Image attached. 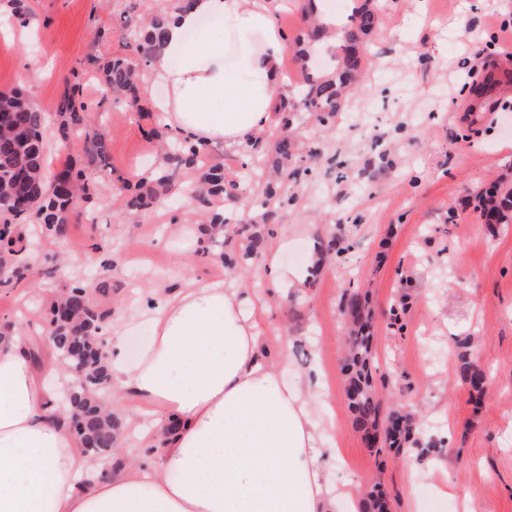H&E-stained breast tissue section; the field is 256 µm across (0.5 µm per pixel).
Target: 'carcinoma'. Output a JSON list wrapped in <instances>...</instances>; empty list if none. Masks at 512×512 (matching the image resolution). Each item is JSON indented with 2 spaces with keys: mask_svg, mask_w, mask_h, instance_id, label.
Wrapping results in <instances>:
<instances>
[{
  "mask_svg": "<svg viewBox=\"0 0 512 512\" xmlns=\"http://www.w3.org/2000/svg\"><path fill=\"white\" fill-rule=\"evenodd\" d=\"M379 23L375 10L363 6L353 11L345 28L343 42L336 52L335 74L325 77L310 70V49L304 40L296 39V56L302 62L303 82L297 92L305 110L321 114L326 121L341 111L342 95L355 77L359 65V47L366 42ZM125 38L133 42L139 59L149 61L164 40V21L156 17L146 23L125 25ZM104 90L115 96L131 92L138 79L133 63L124 57H113L98 64ZM79 89L72 87L58 106L55 116L42 111L26 99L20 89L0 92V257L10 264L9 281L21 283L29 267L18 258L22 253L19 228L30 222L39 225L45 235L61 236L70 223L74 200L82 196L92 199L93 192L83 170L65 166L52 177L45 175V143L42 132L50 121H56L62 136L85 135L87 163L96 166L102 174L108 172L107 137L88 128V108L77 98ZM278 122L284 129L293 125L297 106L294 101L282 100L276 107ZM207 148L176 142L166 153V167L159 170L151 184L154 198L179 196L197 203L207 212V224L202 234L215 243L224 238L226 218L221 211L211 208L217 196H229L237 189L234 181L226 180L224 167L211 164L204 169L198 163L206 156ZM196 170L192 180L179 184L172 181L168 169ZM116 186L123 194L125 207L131 214L146 206L141 186H130L118 180ZM479 215L491 217L497 224H512V188H493L478 198ZM240 238V248L224 256V262L235 265L246 263L257 255L260 238L252 228L241 225L234 230ZM347 305L357 320L358 327L347 337L348 355L343 372L348 381L349 406L356 426L364 433L377 430L379 403L371 384L373 336L363 322L362 304L357 296L349 297ZM108 319V312L99 309L90 299L76 311V320L60 321L46 332L43 343L35 344L32 357L40 361L44 349H49L57 360L68 367L81 369L71 389L67 414L75 423L73 432L79 436L83 448L95 458L112 453L117 441L119 423L102 409L103 395L110 377L103 347L96 340ZM409 418L399 413L388 418L395 428L384 427L389 447L400 448L413 441L411 426H402Z\"/></svg>",
  "mask_w": 512,
  "mask_h": 512,
  "instance_id": "1",
  "label": "carcinoma"
}]
</instances>
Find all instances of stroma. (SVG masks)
<instances>
[{"mask_svg": "<svg viewBox=\"0 0 512 512\" xmlns=\"http://www.w3.org/2000/svg\"><path fill=\"white\" fill-rule=\"evenodd\" d=\"M30 3L33 39H0V91L18 86L29 60L51 61L28 86L32 101L55 112L79 84L93 129L108 137L113 177L138 183L162 162L157 145L168 133L153 109L162 90L143 73L135 107L113 103L94 62L127 55L129 12L159 15L171 0ZM370 3L379 24L334 123L300 112L288 129L267 127L258 161L221 143L206 157L238 184L217 207L254 225L265 242L287 235L281 262L304 272L299 287L274 292L262 259L230 269L220 248L202 252L194 204L166 202L132 216L103 180L92 202L76 201L66 234L31 254L26 284L0 286V332H41L56 296L78 281L108 282L94 299L116 317L148 288L173 289L189 277L242 283L263 310L262 336L286 348V377L321 366L322 414L336 421L341 477L383 490L391 512H461L465 501L474 512H512V224H486L475 210L481 192L512 187V0ZM284 138L282 190L295 200L265 206L260 184ZM44 141L47 172L84 167L83 138H61L51 124ZM331 240L336 252L312 258ZM353 293L366 299L375 336L380 414L409 412L420 442H439L436 456L450 460L448 498L404 468L403 451L369 448L354 423L340 370ZM467 359L484 375L481 389L461 377Z\"/></svg>", "mask_w": 512, "mask_h": 512, "instance_id": "obj_1", "label": "stroma"}]
</instances>
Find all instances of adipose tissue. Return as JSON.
<instances>
[{"label": "adipose tissue", "instance_id": "1", "mask_svg": "<svg viewBox=\"0 0 512 512\" xmlns=\"http://www.w3.org/2000/svg\"><path fill=\"white\" fill-rule=\"evenodd\" d=\"M165 30L149 69L162 123L183 140L249 145L285 86L272 0H194ZM30 342H0V512H360L358 484H331L343 459L322 441L335 421L314 406L319 367L283 377L244 285L152 288L113 320L112 386L152 422L108 459L80 446L46 381L61 368L34 364Z\"/></svg>", "mask_w": 512, "mask_h": 512}]
</instances>
